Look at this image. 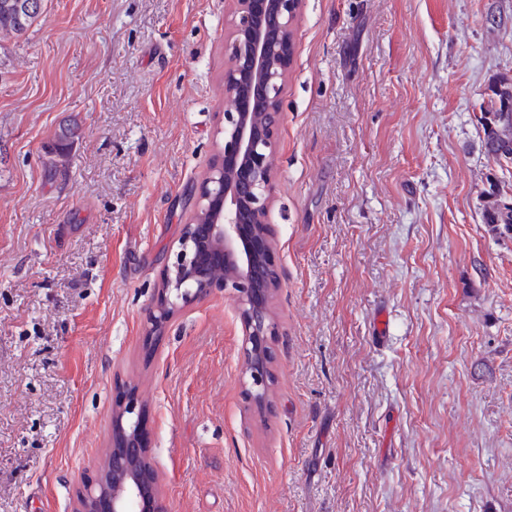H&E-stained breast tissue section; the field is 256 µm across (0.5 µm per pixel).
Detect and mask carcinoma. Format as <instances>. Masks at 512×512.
Wrapping results in <instances>:
<instances>
[{
	"mask_svg": "<svg viewBox=\"0 0 512 512\" xmlns=\"http://www.w3.org/2000/svg\"><path fill=\"white\" fill-rule=\"evenodd\" d=\"M41 0H0V36H21L40 15ZM488 98L480 104L481 151L500 169L512 165V76L501 75L489 87ZM482 222L493 231L512 233V196L502 193L496 175L487 179L483 190Z\"/></svg>",
	"mask_w": 512,
	"mask_h": 512,
	"instance_id": "1",
	"label": "carcinoma"
}]
</instances>
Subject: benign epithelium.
I'll return each instance as SVG.
<instances>
[{
	"instance_id": "7a95c632",
	"label": "benign epithelium",
	"mask_w": 512,
	"mask_h": 512,
	"mask_svg": "<svg viewBox=\"0 0 512 512\" xmlns=\"http://www.w3.org/2000/svg\"><path fill=\"white\" fill-rule=\"evenodd\" d=\"M302 0H235L238 17L224 66V126L213 160L195 189L176 260L163 273L147 333L160 336L177 310L220 288L233 295L246 336L249 394L267 392V337L275 335L268 308L279 286L269 260L267 225L274 151L281 117V91L291 67L295 20ZM212 266L236 268L222 278L206 277ZM112 461L83 485L75 512H168L149 448L148 432L129 400L112 413Z\"/></svg>"
}]
</instances>
